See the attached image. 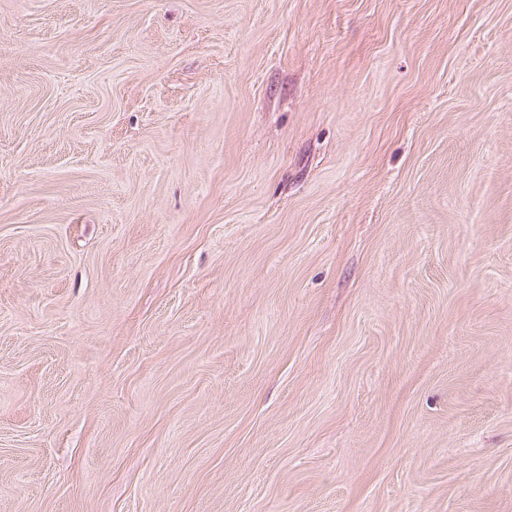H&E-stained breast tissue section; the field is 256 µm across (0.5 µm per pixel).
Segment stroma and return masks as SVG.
<instances>
[{
	"mask_svg": "<svg viewBox=\"0 0 512 512\" xmlns=\"http://www.w3.org/2000/svg\"><path fill=\"white\" fill-rule=\"evenodd\" d=\"M0 512H512V0H0Z\"/></svg>",
	"mask_w": 512,
	"mask_h": 512,
	"instance_id": "1",
	"label": "stroma"
}]
</instances>
